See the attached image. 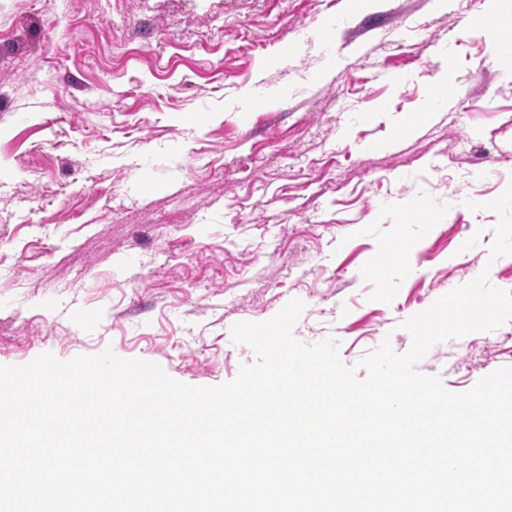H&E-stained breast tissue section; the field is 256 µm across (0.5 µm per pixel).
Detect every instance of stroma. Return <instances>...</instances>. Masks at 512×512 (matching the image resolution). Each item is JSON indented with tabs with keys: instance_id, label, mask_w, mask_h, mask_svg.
Instances as JSON below:
<instances>
[{
	"instance_id": "1",
	"label": "stroma",
	"mask_w": 512,
	"mask_h": 512,
	"mask_svg": "<svg viewBox=\"0 0 512 512\" xmlns=\"http://www.w3.org/2000/svg\"><path fill=\"white\" fill-rule=\"evenodd\" d=\"M447 2L333 30L347 0H0V365L109 349L217 386L256 361L232 326L294 298L295 337L353 365L481 271L512 291L466 206L512 185V69L485 0ZM443 71L458 103L426 111ZM416 198L437 222L387 219ZM394 236L410 267L368 279ZM505 366L512 322L419 370L464 392Z\"/></svg>"
}]
</instances>
